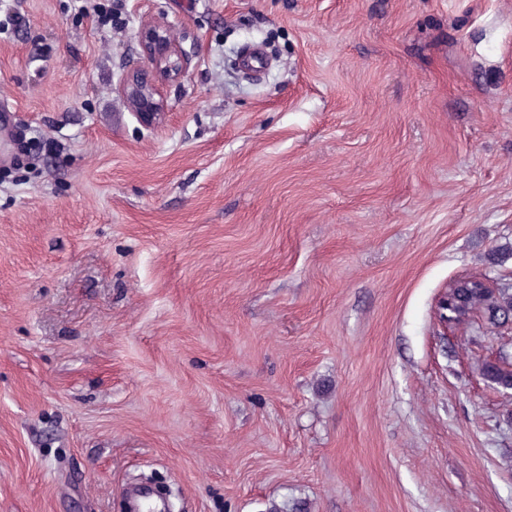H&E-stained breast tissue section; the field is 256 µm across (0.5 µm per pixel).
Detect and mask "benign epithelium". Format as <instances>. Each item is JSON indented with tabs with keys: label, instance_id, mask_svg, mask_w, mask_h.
I'll return each mask as SVG.
<instances>
[{
	"label": "benign epithelium",
	"instance_id": "obj_1",
	"mask_svg": "<svg viewBox=\"0 0 512 512\" xmlns=\"http://www.w3.org/2000/svg\"><path fill=\"white\" fill-rule=\"evenodd\" d=\"M141 48L140 62L122 73L119 90L139 122L150 126L164 115L161 89L164 85L179 81L185 74L187 62L180 46L171 37V25L164 20H147L138 30ZM469 282L473 288H495L498 281L489 277L460 275L448 282L441 291L435 305L438 325L450 328L448 318L442 316L441 304L448 303V294L462 283Z\"/></svg>",
	"mask_w": 512,
	"mask_h": 512
}]
</instances>
